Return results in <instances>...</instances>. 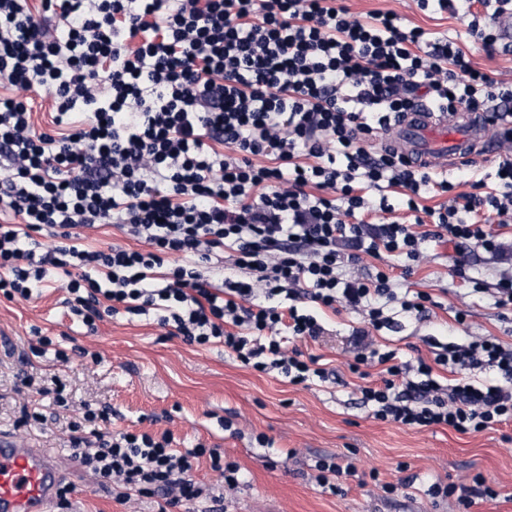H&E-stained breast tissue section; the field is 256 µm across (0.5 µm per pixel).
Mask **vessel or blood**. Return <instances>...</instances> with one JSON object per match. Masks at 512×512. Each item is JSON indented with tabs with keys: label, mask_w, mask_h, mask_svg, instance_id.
<instances>
[{
	"label": "vessel or blood",
	"mask_w": 512,
	"mask_h": 512,
	"mask_svg": "<svg viewBox=\"0 0 512 512\" xmlns=\"http://www.w3.org/2000/svg\"><path fill=\"white\" fill-rule=\"evenodd\" d=\"M480 112L457 111L455 117L419 108L391 132L390 146L420 168L434 157L461 167L480 153H488ZM62 468L44 449L17 443L0 433V512H52Z\"/></svg>",
	"instance_id": "obj_1"
}]
</instances>
